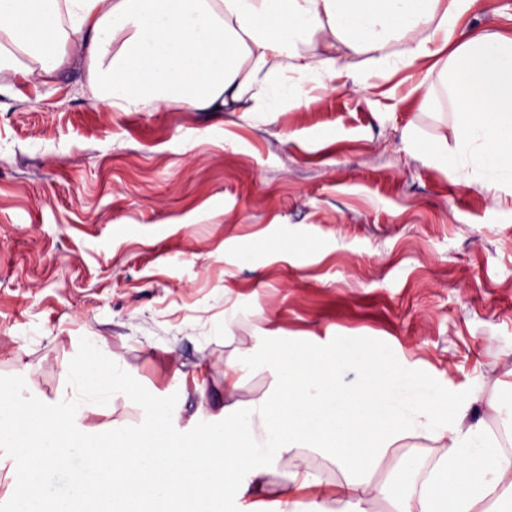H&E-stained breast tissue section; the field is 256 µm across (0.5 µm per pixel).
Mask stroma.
Segmentation results:
<instances>
[{
	"mask_svg": "<svg viewBox=\"0 0 512 512\" xmlns=\"http://www.w3.org/2000/svg\"><path fill=\"white\" fill-rule=\"evenodd\" d=\"M459 29L512 35V0ZM336 54L364 87L270 125L111 111L74 59L44 84L0 72V393L18 355L44 402L116 361L190 434L224 404L225 359L269 334L307 353L361 340L441 391L512 404V192L434 164L447 116L424 89Z\"/></svg>",
	"mask_w": 512,
	"mask_h": 512,
	"instance_id": "stroma-1",
	"label": "stroma"
}]
</instances>
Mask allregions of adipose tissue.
<instances>
[{"mask_svg": "<svg viewBox=\"0 0 512 512\" xmlns=\"http://www.w3.org/2000/svg\"><path fill=\"white\" fill-rule=\"evenodd\" d=\"M482 0H0V71L46 79L53 54H75L102 83L116 112L171 105L195 112H240L273 121L287 104L306 105L335 90L346 69L343 44L367 53L380 74L414 68L448 52L450 67L428 91L457 116L451 137L430 150L469 184L512 190V36L458 35L461 17ZM40 69L27 67V60ZM253 367L224 362V405L203 412L196 438L172 436L168 402L136 395L139 422L98 444L89 417L109 416L134 395L117 386L119 368L97 363L65 378L52 402L36 404L17 363L16 395L0 401L12 429L7 451L24 490L44 493L47 465L65 481L52 502L82 500L86 487L108 490L121 512H169L175 500L206 498L225 512H369L385 494L388 512H499L512 501V463L503 459L484 419H471L479 398L443 397L420 386L405 364L370 348L314 354L254 340ZM269 381L260 398L235 397L250 371ZM405 437L435 443L432 455L406 456L389 476L382 459ZM325 452L336 469L269 477L288 455Z\"/></svg>", "mask_w": 512, "mask_h": 512, "instance_id": "obj_1", "label": "adipose tissue"}]
</instances>
